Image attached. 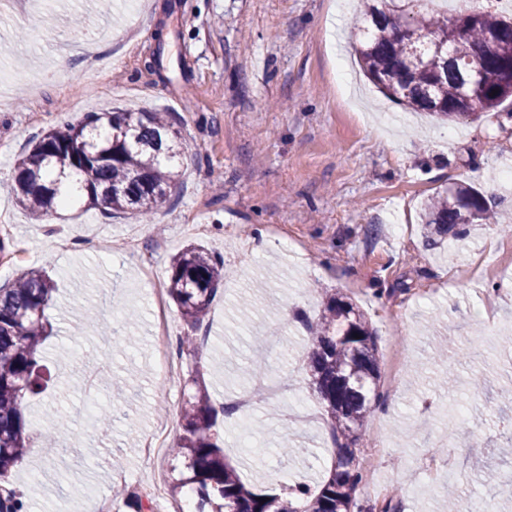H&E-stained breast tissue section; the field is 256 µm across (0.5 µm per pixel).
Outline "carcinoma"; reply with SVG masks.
<instances>
[{
	"label": "carcinoma",
	"instance_id": "cac0c4a2",
	"mask_svg": "<svg viewBox=\"0 0 512 512\" xmlns=\"http://www.w3.org/2000/svg\"><path fill=\"white\" fill-rule=\"evenodd\" d=\"M406 0H362L357 20L358 50L368 78L402 105L444 121H476L512 98V17L477 7L476 19L448 31L451 17L422 9L405 10ZM479 59L489 81L465 95L469 66ZM184 150L178 132L158 112H89L75 124L64 122L37 138L15 168L16 203L40 221L66 201L88 208L151 215L176 181L168 162ZM492 206L475 187L457 183L435 192L420 214L428 245L467 227L489 224ZM224 280V259L190 245L172 260L168 294L187 326L202 327ZM54 283L41 269H30L0 287V512H25L23 494L6 477L29 448L30 420L24 398L44 380L41 345L47 336L46 307ZM311 341L306 359L310 388L317 394L335 445L329 475L311 488L296 484L288 494L300 498L283 507L277 494L257 493L224 462L217 430L218 411L199 388L184 402L187 435L170 454L181 467L171 469L168 491L192 495L194 512H365L358 498L363 474L355 446L378 398L376 332L364 312L340 293L326 295L315 319L298 316Z\"/></svg>",
	"mask_w": 512,
	"mask_h": 512
}]
</instances>
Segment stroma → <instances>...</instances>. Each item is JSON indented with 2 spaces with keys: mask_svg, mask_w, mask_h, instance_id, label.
<instances>
[{
  "mask_svg": "<svg viewBox=\"0 0 512 512\" xmlns=\"http://www.w3.org/2000/svg\"><path fill=\"white\" fill-rule=\"evenodd\" d=\"M168 31L160 67L147 69ZM352 13L336 0H11L0 15V240L16 250L12 276L46 270L56 291L46 315L49 381L27 399L33 445L10 482L29 512H131L112 489L166 481L174 458H143L155 428L184 434V398L205 387L214 407L253 385L251 362L278 386L257 403L250 432L260 455L235 449L236 416L220 419L224 454L255 491L319 484L332 441L308 385L306 335L329 288L355 301L377 333L380 398L356 449L370 474L372 512H442L447 490L484 512L493 490L482 471H512L499 453L512 434V273L462 276L496 264L512 243V100L475 122H442L388 99L361 71ZM163 112L187 146L176 185L149 218L104 217L76 206L37 222L15 203L14 169L33 140L89 112ZM454 182L474 185L505 221L427 248L422 202ZM191 244L224 258V284L195 351L175 377L155 365L150 288L167 289L170 262ZM134 344H106L84 313ZM109 360L108 392L85 372ZM117 408L104 427L94 403ZM77 437L61 458L57 411ZM484 445L471 457L469 436ZM301 456L277 454L282 441ZM451 451L456 470L428 474L425 456ZM40 471L37 488L26 478Z\"/></svg>",
  "mask_w": 512,
  "mask_h": 512,
  "instance_id": "obj_1",
  "label": "stroma"
}]
</instances>
